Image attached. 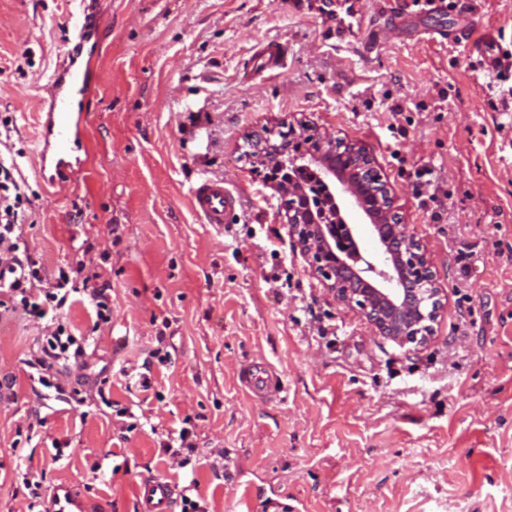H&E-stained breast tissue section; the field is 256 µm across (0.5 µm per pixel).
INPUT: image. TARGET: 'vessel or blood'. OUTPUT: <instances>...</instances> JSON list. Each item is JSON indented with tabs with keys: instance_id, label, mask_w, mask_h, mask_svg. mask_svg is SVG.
<instances>
[{
	"instance_id": "vessel-or-blood-1",
	"label": "vessel or blood",
	"mask_w": 512,
	"mask_h": 512,
	"mask_svg": "<svg viewBox=\"0 0 512 512\" xmlns=\"http://www.w3.org/2000/svg\"><path fill=\"white\" fill-rule=\"evenodd\" d=\"M81 15L67 48L56 68L43 85L41 99L45 110L39 115L37 159L42 178L51 186L61 187L83 169L89 159L85 130L89 114L85 103L95 75V56L100 50L99 30L102 20L91 10L89 0H80ZM318 11L326 18L325 32L337 43L359 39L369 34L371 48H378L384 32L401 36L419 34L420 22L440 19L448 14V0H416L415 9H387L378 22H368L366 12L357 10L353 0H320ZM452 42L465 43L469 54L478 57L482 68L491 74L512 67V60L501 55L492 31H477L471 25L449 31ZM192 209L199 223L227 231L240 200L215 176L196 182L191 188ZM242 383L253 396L267 403L280 399L283 384L267 365L252 363L240 371ZM179 491L172 482L153 475L138 483L139 512H173ZM44 512H93L87 500L68 484L53 486Z\"/></svg>"
}]
</instances>
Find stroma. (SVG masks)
Masks as SVG:
<instances>
[{
	"instance_id": "35a3bbf8",
	"label": "stroma",
	"mask_w": 512,
	"mask_h": 512,
	"mask_svg": "<svg viewBox=\"0 0 512 512\" xmlns=\"http://www.w3.org/2000/svg\"><path fill=\"white\" fill-rule=\"evenodd\" d=\"M512 56V0H457ZM76 0H0V157L26 184L23 239L45 276L84 261L111 307L67 312L85 350L41 398L30 359L49 329L0 313V512H42L65 482L138 512L154 474L197 481L206 512H512V108L477 57L438 35L340 48L290 0H97L91 160L62 190L36 162L40 87ZM288 48L258 73L268 40ZM314 124L365 145L446 293L424 347L383 339L328 294L288 233L249 138ZM434 168L440 207L410 173ZM223 176L231 231L198 223L189 188ZM278 282H271V275ZM269 363L287 396L239 380ZM188 429L193 451L170 456Z\"/></svg>"
}]
</instances>
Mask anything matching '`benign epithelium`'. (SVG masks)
<instances>
[{
  "mask_svg": "<svg viewBox=\"0 0 512 512\" xmlns=\"http://www.w3.org/2000/svg\"><path fill=\"white\" fill-rule=\"evenodd\" d=\"M312 143L310 159L338 181L334 157L336 139L306 126ZM263 137L256 153L264 165L273 166L285 148ZM350 167L357 174L348 192L369 217L379 241L380 264L363 260L348 224H323L312 211L300 206L307 196L303 184L279 185L285 196V217L290 235L301 247L308 267L327 291L343 305L359 310L378 334L401 346L421 347L433 335V324L444 307L441 288L426 249L394 209L388 186L365 148L349 145ZM365 261V267L357 263Z\"/></svg>",
  "mask_w": 512,
  "mask_h": 512,
  "instance_id": "7a95c632",
  "label": "benign epithelium"
}]
</instances>
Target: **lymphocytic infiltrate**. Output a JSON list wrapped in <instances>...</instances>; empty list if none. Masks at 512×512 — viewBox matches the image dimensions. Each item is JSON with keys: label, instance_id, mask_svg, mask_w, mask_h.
I'll return each instance as SVG.
<instances>
[{"label": "lymphocytic infiltrate", "instance_id": "lymphocytic-infiltrate-1", "mask_svg": "<svg viewBox=\"0 0 512 512\" xmlns=\"http://www.w3.org/2000/svg\"><path fill=\"white\" fill-rule=\"evenodd\" d=\"M25 185L12 174L10 166L0 163V307L22 310L26 315L52 322L54 329L46 336L39 357L30 366L38 372L39 384L54 388V367L78 358L83 353L63 322L67 305L89 300L97 323L110 319L111 309L102 292L91 285L92 274L84 262L59 269L52 280H44L39 262L23 247L21 205Z\"/></svg>", "mask_w": 512, "mask_h": 512}]
</instances>
